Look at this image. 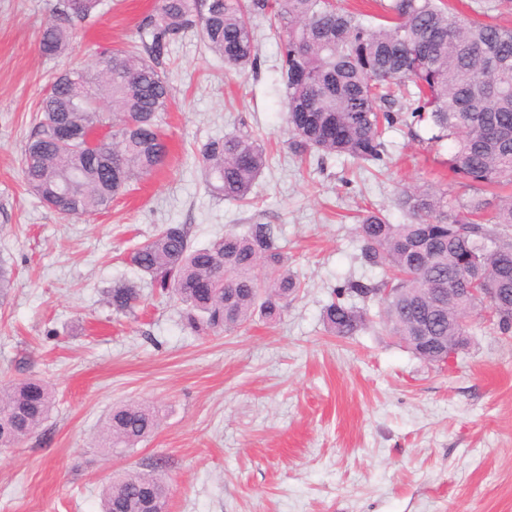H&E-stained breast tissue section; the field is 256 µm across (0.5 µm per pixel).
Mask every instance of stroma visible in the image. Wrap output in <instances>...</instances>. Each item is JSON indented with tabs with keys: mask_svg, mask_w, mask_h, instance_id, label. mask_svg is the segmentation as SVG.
<instances>
[{
	"mask_svg": "<svg viewBox=\"0 0 512 512\" xmlns=\"http://www.w3.org/2000/svg\"><path fill=\"white\" fill-rule=\"evenodd\" d=\"M58 0H0V262L13 283L0 303V381L37 377L56 404L38 432L0 448V512H98L113 477L164 458L169 512H512V340L486 317L469 343L427 363L370 323L349 338L322 311L345 280L380 279L360 258L355 217L407 223L394 200L435 184L447 151L398 125L387 168L311 154L299 163L285 124L280 44L252 19L257 67L225 70L198 34L170 43L158 68L172 101L165 166L109 212L61 217L29 191L21 157L40 100L66 70L94 68L124 46L156 0H103L74 21L62 55L38 49ZM272 153L252 203L211 192L197 150L235 130ZM163 224H185L193 246L251 224L276 225L301 288L280 320L219 336L185 328L180 304L141 279L127 254ZM137 285L135 314L106 304L113 282ZM158 409L135 448L102 455L112 405Z\"/></svg>",
	"mask_w": 512,
	"mask_h": 512,
	"instance_id": "stroma-1",
	"label": "stroma"
}]
</instances>
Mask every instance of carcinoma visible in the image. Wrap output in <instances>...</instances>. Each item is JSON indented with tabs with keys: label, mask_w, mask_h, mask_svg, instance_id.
<instances>
[{
	"label": "carcinoma",
	"mask_w": 512,
	"mask_h": 512,
	"mask_svg": "<svg viewBox=\"0 0 512 512\" xmlns=\"http://www.w3.org/2000/svg\"><path fill=\"white\" fill-rule=\"evenodd\" d=\"M102 0H60L56 19L39 35L45 57L64 53L72 20L93 18ZM268 17L282 38L279 75L287 123L296 149L355 161L384 162V136L401 123L425 124L429 144L452 147L446 187L401 191L395 205L409 217L391 224L378 211L359 216L360 255L385 269L377 281L348 280L323 310L327 331L346 338L370 322L369 308L352 299L380 301L387 331L418 358L436 364L440 352L421 343L431 336L466 330V319L484 307L465 309L453 289L481 278L505 289L512 305V27L463 17L445 0H391L385 23L365 24L335 0H157L136 28L132 42L146 56L113 49L90 71L54 77L39 102L22 157L28 189L64 217L107 212L132 182L164 166L168 147L161 130L171 88L157 58L169 42L198 29L204 45L224 68H255L252 15ZM80 134L68 145L56 127ZM211 190L247 203L269 165L265 144L249 131L207 141L199 150ZM480 194L448 196L455 187ZM130 263L177 298L186 328L199 335L239 329L259 316L281 317L300 288L288 270L272 224H251L243 234L226 232L195 248L184 224H164L130 255ZM140 293L126 281L107 292L117 314H130ZM55 403L52 387L35 378L0 387V447H14L34 434ZM158 426L156 411L130 402L112 407L97 447L110 455L130 449ZM126 473L100 492L99 512H144V493L156 486L163 508L171 489L158 474Z\"/></svg>",
	"instance_id": "obj_1"
}]
</instances>
